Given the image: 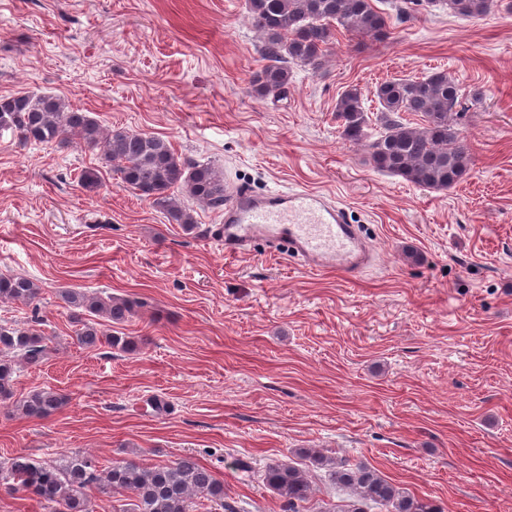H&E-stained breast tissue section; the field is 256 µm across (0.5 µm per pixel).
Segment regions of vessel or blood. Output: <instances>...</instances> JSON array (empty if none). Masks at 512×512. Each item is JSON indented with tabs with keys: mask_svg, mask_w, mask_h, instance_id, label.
I'll return each mask as SVG.
<instances>
[{
	"mask_svg": "<svg viewBox=\"0 0 512 512\" xmlns=\"http://www.w3.org/2000/svg\"><path fill=\"white\" fill-rule=\"evenodd\" d=\"M210 235L223 243L228 254L242 252L261 240L274 248L287 246L313 269L332 267L353 276L366 264L345 208L329 203L322 193L303 188L257 195L241 186L232 187L224 221Z\"/></svg>",
	"mask_w": 512,
	"mask_h": 512,
	"instance_id": "obj_1",
	"label": "vessel or blood"
}]
</instances>
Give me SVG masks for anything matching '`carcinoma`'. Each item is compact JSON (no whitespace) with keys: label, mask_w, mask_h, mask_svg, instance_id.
Here are the masks:
<instances>
[{"label":"carcinoma","mask_w":512,"mask_h":512,"mask_svg":"<svg viewBox=\"0 0 512 512\" xmlns=\"http://www.w3.org/2000/svg\"><path fill=\"white\" fill-rule=\"evenodd\" d=\"M454 15L480 20L489 15L498 0H427ZM252 26L264 39L270 64L252 78L261 96L286 92L292 66L316 72L321 69L333 27L374 39L389 37L386 17L372 0H249ZM379 102L376 121L380 133L370 145L374 167L417 186L447 190L473 166L470 147L457 127L460 88L445 71L422 78L388 80L376 87ZM414 113L422 122L414 126L403 114ZM341 135L353 144L363 141L370 117L361 92L346 90L336 104ZM0 131H9L21 146L57 142L97 150L101 160L119 174L123 186L163 209L185 232L196 228L193 214L177 193L213 208L224 207V172L208 163L179 156L169 142L145 133L102 128L86 112L74 109L52 94H24L0 98ZM40 288L22 275L0 276V300L35 305ZM61 298L70 317L81 324L76 340L84 347L102 342L131 351L135 342L106 334L96 318L112 324L127 322L136 314L137 302L121 297L70 289ZM48 351L47 338L36 329L0 324V402L14 400V359L39 363ZM62 398L51 391H37L15 400V407L29 417L47 418L56 412ZM299 454L328 470L336 488L353 496L341 512H441L427 496L406 492L379 471L365 464L334 461L312 448ZM9 488L44 502L52 512H92L86 491L96 487L117 494L130 492V508L116 512H190L192 500L202 495L223 512H237L224 501V483L192 457L171 465L147 467L135 461H119L104 468L85 454L42 463L27 456L12 458L7 469ZM262 482L283 499V512H304L314 495L307 471L290 462L275 461L260 474Z\"/></svg>","instance_id":"carcinoma-1"}]
</instances>
